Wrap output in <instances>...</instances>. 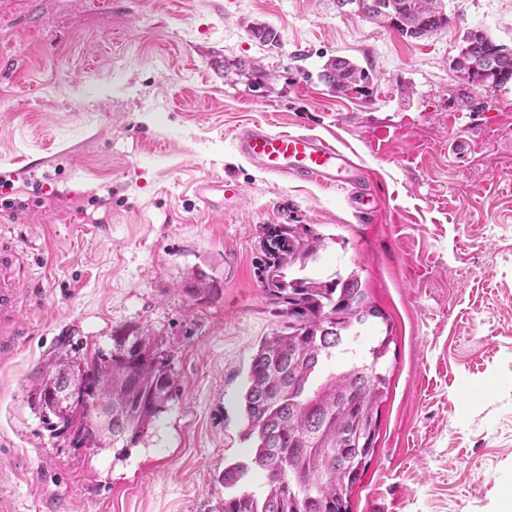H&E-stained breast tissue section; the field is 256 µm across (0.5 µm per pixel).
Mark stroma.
I'll use <instances>...</instances> for the list:
<instances>
[{
  "mask_svg": "<svg viewBox=\"0 0 512 512\" xmlns=\"http://www.w3.org/2000/svg\"><path fill=\"white\" fill-rule=\"evenodd\" d=\"M445 6L452 25L408 40L336 0H0V180L20 203L0 205V225L28 290L0 364V494L17 512H212L217 475L249 448L250 358L279 324L256 274L267 224L316 228L319 268H356L392 327L351 512H491L512 493V84L452 66L470 29L512 49V0ZM335 56L372 70L367 93L320 80ZM238 59L281 74L225 79ZM248 122L353 154L368 206L240 159ZM210 179L240 196L197 199ZM200 272L209 294H186ZM145 333L177 391L130 456L50 437L27 405L37 369L61 345L107 352Z\"/></svg>",
  "mask_w": 512,
  "mask_h": 512,
  "instance_id": "obj_1",
  "label": "stroma"
}]
</instances>
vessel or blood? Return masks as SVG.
<instances>
[{
    "instance_id": "1",
    "label": "vessel or blood",
    "mask_w": 512,
    "mask_h": 512,
    "mask_svg": "<svg viewBox=\"0 0 512 512\" xmlns=\"http://www.w3.org/2000/svg\"><path fill=\"white\" fill-rule=\"evenodd\" d=\"M233 145L244 161L261 172L339 188L356 207L366 205L362 190L367 169L325 139L248 123L237 128ZM23 301L24 290L0 253V363L11 360L17 351L21 334L17 313Z\"/></svg>"
}]
</instances>
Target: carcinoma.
Segmentation results:
<instances>
[{
  "instance_id": "cac0c4a2",
  "label": "carcinoma",
  "mask_w": 512,
  "mask_h": 512,
  "mask_svg": "<svg viewBox=\"0 0 512 512\" xmlns=\"http://www.w3.org/2000/svg\"><path fill=\"white\" fill-rule=\"evenodd\" d=\"M372 23L420 39L448 27L444 0H336ZM252 37L277 48L280 35L267 25ZM458 64L483 61L471 83L503 88L512 83V50L483 30H470ZM247 76L263 86L275 78L258 62L224 65V78ZM319 78L337 94H363L373 74L346 57H331ZM325 238L309 224H267L259 242L257 277L282 325L252 354L240 398L244 435L254 440L248 461L224 468L218 482L240 491L214 512H350L352 488L376 453L383 372L393 336L362 354L347 340L373 319L387 321L357 272L322 276L312 270ZM112 350L91 358L56 353L38 371L28 404L52 437L74 448L110 451L124 460L173 398L176 380L168 360L145 334L114 339ZM264 477L262 491L246 489L250 473Z\"/></svg>"
}]
</instances>
